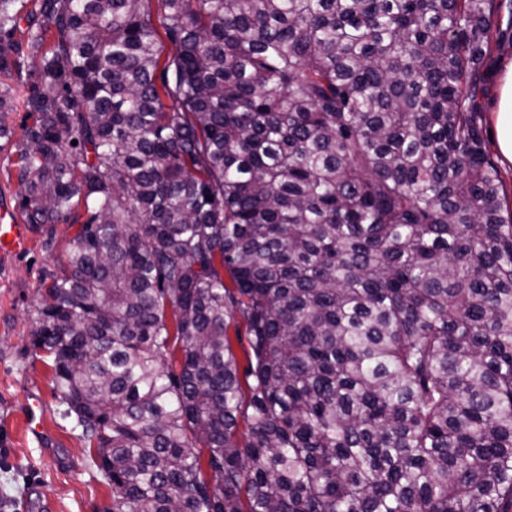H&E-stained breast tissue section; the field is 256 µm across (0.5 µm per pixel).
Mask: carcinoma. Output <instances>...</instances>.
Instances as JSON below:
<instances>
[{"instance_id":"obj_1","label":"carcinoma","mask_w":512,"mask_h":512,"mask_svg":"<svg viewBox=\"0 0 512 512\" xmlns=\"http://www.w3.org/2000/svg\"><path fill=\"white\" fill-rule=\"evenodd\" d=\"M148 2L0 0L19 207L78 226L32 344L112 512H512L490 0ZM6 83H8L12 87V97H13V107L9 112H4V121L5 123L15 131V136L21 135V126L26 121V112L24 109L23 99H24V88L20 80L16 78L13 80L6 79Z\"/></svg>"}]
</instances>
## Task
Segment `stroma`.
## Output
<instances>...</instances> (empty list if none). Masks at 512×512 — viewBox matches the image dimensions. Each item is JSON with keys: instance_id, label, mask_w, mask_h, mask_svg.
<instances>
[{"instance_id": "obj_1", "label": "stroma", "mask_w": 512, "mask_h": 512, "mask_svg": "<svg viewBox=\"0 0 512 512\" xmlns=\"http://www.w3.org/2000/svg\"><path fill=\"white\" fill-rule=\"evenodd\" d=\"M492 23L500 32L472 76L471 111L484 131L500 91V73L512 56V0H494ZM75 229L55 227V241L31 233L22 253L0 259V501L10 512H112V491L85 457L72 418L53 387L31 332L54 274L59 273ZM41 420L29 427L30 415Z\"/></svg>"}]
</instances>
